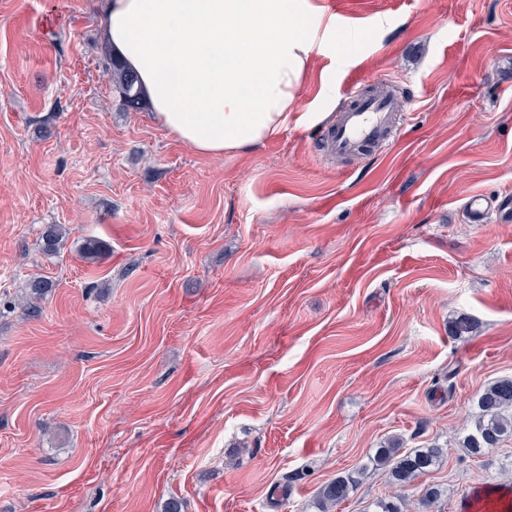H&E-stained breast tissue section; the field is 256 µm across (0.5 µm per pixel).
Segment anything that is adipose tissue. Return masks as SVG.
I'll return each instance as SVG.
<instances>
[{
  "mask_svg": "<svg viewBox=\"0 0 512 512\" xmlns=\"http://www.w3.org/2000/svg\"><path fill=\"white\" fill-rule=\"evenodd\" d=\"M104 14L153 119L209 157L287 129L318 33L335 28L322 0H105Z\"/></svg>",
  "mask_w": 512,
  "mask_h": 512,
  "instance_id": "obj_1",
  "label": "adipose tissue"
}]
</instances>
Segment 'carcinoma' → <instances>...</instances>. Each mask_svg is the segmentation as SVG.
<instances>
[{"instance_id":"1","label":"carcinoma","mask_w":512,"mask_h":512,"mask_svg":"<svg viewBox=\"0 0 512 512\" xmlns=\"http://www.w3.org/2000/svg\"><path fill=\"white\" fill-rule=\"evenodd\" d=\"M104 57L108 61V75L114 90L127 111L137 112L144 106L139 89L138 76L112 58L108 46H103ZM64 230L58 224L46 225L42 232L39 247L46 255H54L61 249ZM54 284L45 277H34L24 288L23 308L25 315L35 317L41 312V301L52 292ZM512 437V378H500L490 384L477 400V413L462 444L474 455H482L497 447L506 438ZM445 455L440 446L417 448L401 452V447L393 444L376 452L374 463L390 467L393 484L403 487L417 477L430 472L439 465ZM362 472L339 475L326 482L318 494L319 512H331L350 495L359 483ZM441 496L440 490L431 485L426 488L415 509L401 496L391 499H377L371 502L368 512H430Z\"/></svg>"}]
</instances>
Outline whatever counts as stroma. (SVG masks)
Masks as SVG:
<instances>
[{
	"mask_svg": "<svg viewBox=\"0 0 512 512\" xmlns=\"http://www.w3.org/2000/svg\"><path fill=\"white\" fill-rule=\"evenodd\" d=\"M101 4L0 0V298L55 283L39 316L0 311V512H314L396 437L447 454L399 490L369 471L336 512L512 486L511 439L459 444L512 376V222L463 210L512 202V0H364L287 129L218 158L123 108ZM380 85L395 140L325 155L314 113ZM498 209H500L498 198L493 199L483 193H473L464 202L467 220L472 224L486 223L489 216ZM64 230L58 224L46 225L42 232L39 247L46 255L57 254L63 244ZM363 472L357 471L339 475L326 482L318 494L317 512H330L344 502L359 483Z\"/></svg>",
	"mask_w": 512,
	"mask_h": 512,
	"instance_id": "obj_1",
	"label": "stroma"
}]
</instances>
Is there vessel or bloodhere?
Segmentation results:
<instances>
[{"label": "vessel or blood", "instance_id": "obj_1", "mask_svg": "<svg viewBox=\"0 0 512 512\" xmlns=\"http://www.w3.org/2000/svg\"><path fill=\"white\" fill-rule=\"evenodd\" d=\"M402 109V101L392 92L350 96L348 106L341 109L336 121L327 127L326 143L339 155H353L360 148L386 144L395 136L397 114ZM499 207L498 200L482 193L471 194L464 202L466 217L473 224L486 223Z\"/></svg>", "mask_w": 512, "mask_h": 512}]
</instances>
